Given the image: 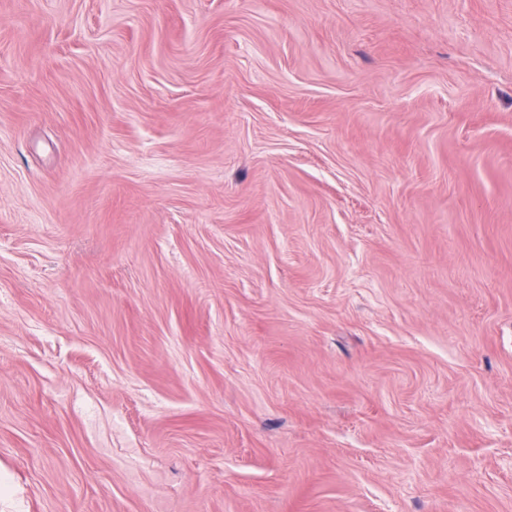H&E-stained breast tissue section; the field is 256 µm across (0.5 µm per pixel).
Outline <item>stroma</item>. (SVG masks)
I'll return each instance as SVG.
<instances>
[{"label":"stroma","instance_id":"obj_1","mask_svg":"<svg viewBox=\"0 0 512 512\" xmlns=\"http://www.w3.org/2000/svg\"><path fill=\"white\" fill-rule=\"evenodd\" d=\"M0 512H512V0H0Z\"/></svg>","mask_w":512,"mask_h":512}]
</instances>
